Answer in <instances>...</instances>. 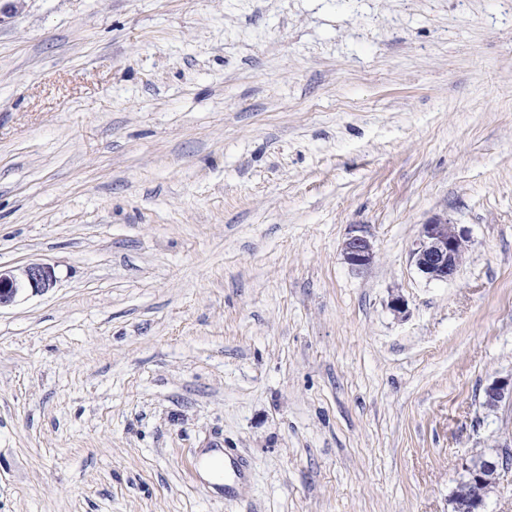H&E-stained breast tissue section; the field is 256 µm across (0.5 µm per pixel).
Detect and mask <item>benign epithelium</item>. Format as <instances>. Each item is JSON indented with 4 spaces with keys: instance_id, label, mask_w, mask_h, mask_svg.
<instances>
[{
    "instance_id": "obj_1",
    "label": "benign epithelium",
    "mask_w": 512,
    "mask_h": 512,
    "mask_svg": "<svg viewBox=\"0 0 512 512\" xmlns=\"http://www.w3.org/2000/svg\"><path fill=\"white\" fill-rule=\"evenodd\" d=\"M467 242L465 232L453 224L433 220L422 227L420 239L411 256L418 271L429 280L446 282L455 277L459 256ZM346 262L355 270H367L374 260V245L363 234L353 235L344 244ZM57 279L52 266L29 263L22 267L0 269V308L15 303L22 292L45 294L55 288ZM487 401L498 405L512 399V378L494 382L486 391ZM512 467V447L505 444L493 455H473L463 465L474 487L476 497L467 506L455 505L456 512L482 509L490 487L497 483L501 472Z\"/></svg>"
}]
</instances>
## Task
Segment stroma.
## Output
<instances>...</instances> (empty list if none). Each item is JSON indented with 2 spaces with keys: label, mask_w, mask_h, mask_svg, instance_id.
Here are the masks:
<instances>
[{
  "label": "stroma",
  "mask_w": 512,
  "mask_h": 512,
  "mask_svg": "<svg viewBox=\"0 0 512 512\" xmlns=\"http://www.w3.org/2000/svg\"><path fill=\"white\" fill-rule=\"evenodd\" d=\"M438 218L448 282L410 256ZM32 262L0 512H453L512 438V0H25L0 266ZM467 236L456 225L438 220L423 224L420 239L415 243L411 256L418 271L428 280H452L460 263ZM343 254L346 262L355 270H367L374 260V245L363 234L353 235L344 244Z\"/></svg>",
  "instance_id": "stroma-1"
}]
</instances>
